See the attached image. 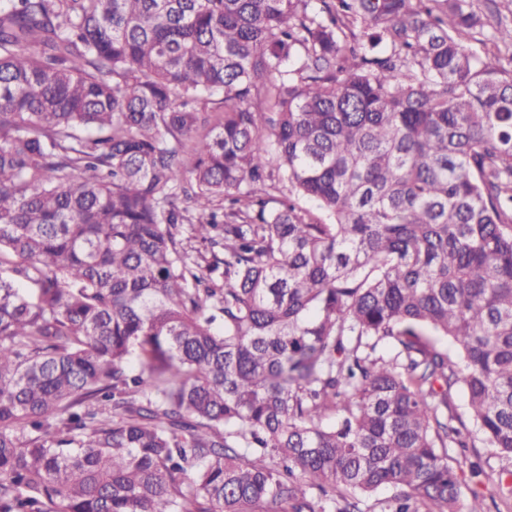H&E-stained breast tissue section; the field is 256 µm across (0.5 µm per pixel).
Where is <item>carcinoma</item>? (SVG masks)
I'll list each match as a JSON object with an SVG mask.
<instances>
[{"label": "carcinoma", "mask_w": 512, "mask_h": 512, "mask_svg": "<svg viewBox=\"0 0 512 512\" xmlns=\"http://www.w3.org/2000/svg\"><path fill=\"white\" fill-rule=\"evenodd\" d=\"M458 385L512 461V26L0 0V512H491Z\"/></svg>", "instance_id": "obj_1"}]
</instances>
